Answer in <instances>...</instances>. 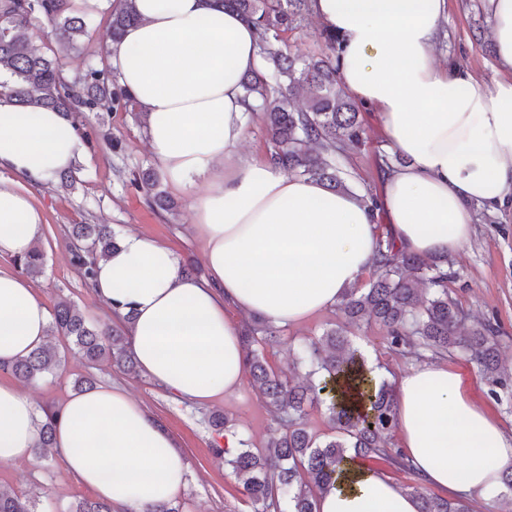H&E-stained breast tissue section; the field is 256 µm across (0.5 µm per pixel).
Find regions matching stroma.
<instances>
[{"mask_svg":"<svg viewBox=\"0 0 512 512\" xmlns=\"http://www.w3.org/2000/svg\"><path fill=\"white\" fill-rule=\"evenodd\" d=\"M76 9L85 12L87 36L77 50L64 56L69 72L86 63H104L103 45L108 38L107 0H77ZM325 26L314 16H306L283 35L284 47L307 55L326 53ZM491 25L482 0H448V17L435 45V57H456L472 73L494 81V52L490 50ZM364 117L361 146L338 153L336 159L349 175L355 192L376 189L378 165L387 153L386 140L375 113ZM88 139L82 140L76 160L74 182L64 186L53 182L33 191L34 202L44 218L39 247L45 255L44 272L31 283L47 308L59 300L74 304L89 319L106 325L110 313L97 303L70 263V254L61 235L70 224H108L116 234L136 232L168 244L179 261L202 264V248L195 234L194 216L187 195L172 194L173 212L150 206L144 194L133 185L142 170L155 167L147 145L145 125L135 113L123 109L85 115ZM475 221L468 244L453 259L458 278L450 289L470 320L491 321L498 329L499 355L503 366L512 371V210L492 212L473 208ZM348 326L350 337L372 363L384 366L387 379L417 366L416 354L390 353L385 332L375 321L349 325L338 308L311 316L300 324L284 326L282 342L268 351L270 364L282 370L294 368V354L301 345L319 338L334 326ZM448 365L460 374L462 386L472 399L482 403L512 436V383L492 387L476 364L465 357L448 358ZM91 376L100 385H118L130 392L151 414L173 433L188 467V480L181 496L187 512H252L238 477L212 453L214 431L208 417L228 418L237 437L264 447L276 430L252 381H245L239 394L221 397L210 405L199 406L168 395L150 379L130 375L109 363L90 365L77 350H69L57 376H49L30 391L40 407H59L74 391L76 380ZM0 491L37 493V512H67L74 501L88 497L63 467L57 456L35 464H1Z\"/></svg>","mask_w":512,"mask_h":512,"instance_id":"obj_1","label":"stroma"}]
</instances>
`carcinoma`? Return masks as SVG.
Wrapping results in <instances>:
<instances>
[{
	"label": "carcinoma",
	"instance_id": "1",
	"mask_svg": "<svg viewBox=\"0 0 512 512\" xmlns=\"http://www.w3.org/2000/svg\"><path fill=\"white\" fill-rule=\"evenodd\" d=\"M240 14L256 30L260 57L273 65L281 80L272 83L261 69L245 74L241 87L246 98L258 101L270 148V159L289 172L316 180L331 191L348 185L332 153L341 144L357 145L364 128L361 107L342 85L336 66L338 40L328 33L330 53L307 58L283 51L281 34L308 10L307 0H216ZM139 17L133 0L110 10V37L117 38ZM42 24L47 35L65 49L77 48L87 33L85 16L72 0H0V90L15 97L23 108H53L82 132L84 112H111L133 106L112 69L89 63L74 75L66 73L57 57L32 47L33 26ZM305 93L306 108L292 105V96ZM149 203L171 210L174 203L160 190L158 176L145 171L134 183ZM108 224H73L68 235L70 261L85 285L95 276L97 260L116 249ZM29 276L43 273L45 258L36 248L14 260ZM457 278L453 260L424 258L400 250L391 237H378L373 276L365 288H351L339 306L350 323L375 320L386 332L390 352L405 355L419 347L433 357L461 354L475 363L494 385H504L497 329L486 320L464 328L465 314L448 285ZM63 338L90 362L108 361L127 373L137 371L125 336L95 325L67 301L53 312L47 341L28 356L5 367L24 384L59 370L61 357L54 338ZM246 372L258 385L277 433L259 450L247 440L228 448L214 442L212 451L243 481L254 512H316L319 494L332 486L344 463L354 458L381 460L412 476L410 493L420 512H474L464 499L450 500L428 491L419 473L399 448L389 446L395 431L397 402L392 383L383 376L369 378L368 360L354 347L348 331L331 328L297 351L296 363L308 368L298 380L275 369L267 350L281 343L280 328L253 316L242 324ZM324 405L335 434L322 439L305 425L307 408ZM36 454L52 447L55 412L43 410ZM36 500L0 492V512H35ZM68 512H115L104 500H81Z\"/></svg>",
	"mask_w": 512,
	"mask_h": 512
}]
</instances>
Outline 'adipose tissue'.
<instances>
[{"instance_id": "ef3b65f1", "label": "adipose tissue", "mask_w": 512, "mask_h": 512, "mask_svg": "<svg viewBox=\"0 0 512 512\" xmlns=\"http://www.w3.org/2000/svg\"><path fill=\"white\" fill-rule=\"evenodd\" d=\"M139 22L109 43L120 85L147 115L148 147L166 184L189 195L209 278L182 272L165 243L129 233L96 265L91 295L132 314L129 349L164 391L196 404L236 394L245 358L234 313L296 325L336 305L373 270L378 236L420 256L460 251L471 204L512 207V0H485L498 78L486 82L433 52L447 0H311L339 41L351 97L377 112L389 153L376 210L359 194L287 175L244 155L250 112L240 85L260 64L253 26L214 0H133ZM79 155L57 110L0 96V256L31 251L43 217L30 189ZM50 312L30 281L0 272V367L46 340ZM400 446L428 487L492 497L512 469V438L445 364L396 382ZM40 411L0 382V463L30 461ZM67 471L125 512L176 501L187 469L173 434L120 386L72 394L55 422ZM317 512H419L416 496L350 461Z\"/></svg>"}]
</instances>
